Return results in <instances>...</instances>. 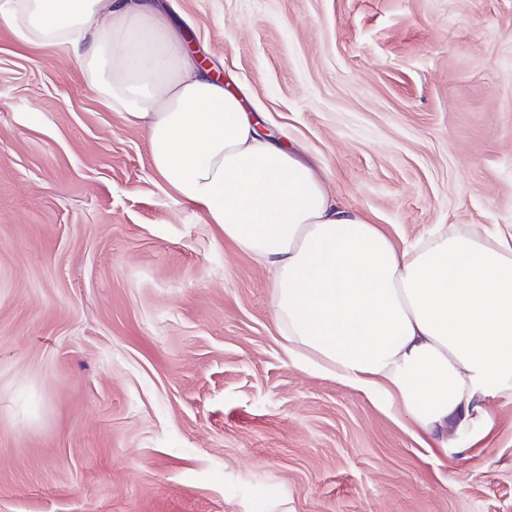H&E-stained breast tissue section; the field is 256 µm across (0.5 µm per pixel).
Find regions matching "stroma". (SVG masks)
<instances>
[{
  "instance_id": "1",
  "label": "stroma",
  "mask_w": 512,
  "mask_h": 512,
  "mask_svg": "<svg viewBox=\"0 0 512 512\" xmlns=\"http://www.w3.org/2000/svg\"><path fill=\"white\" fill-rule=\"evenodd\" d=\"M404 248L512 229V0H162ZM268 269L62 46L0 27V512H512V392L447 448L283 347Z\"/></svg>"
}]
</instances>
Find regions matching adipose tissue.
Wrapping results in <instances>:
<instances>
[{"label": "adipose tissue", "mask_w": 512, "mask_h": 512, "mask_svg": "<svg viewBox=\"0 0 512 512\" xmlns=\"http://www.w3.org/2000/svg\"><path fill=\"white\" fill-rule=\"evenodd\" d=\"M0 25L34 51L68 47L100 102L147 131L170 189L271 269L293 362L382 392L443 447L512 382V234L439 230L397 250L259 136L241 99L184 53L160 0H0Z\"/></svg>", "instance_id": "1"}]
</instances>
